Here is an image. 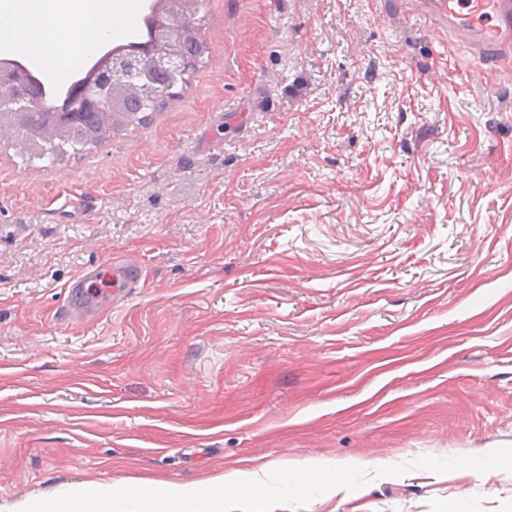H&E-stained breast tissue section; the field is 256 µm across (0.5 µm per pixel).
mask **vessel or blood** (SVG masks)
Instances as JSON below:
<instances>
[{
  "mask_svg": "<svg viewBox=\"0 0 512 512\" xmlns=\"http://www.w3.org/2000/svg\"><path fill=\"white\" fill-rule=\"evenodd\" d=\"M442 25L438 44L469 56L468 72L487 74L489 67L512 66V0H432ZM142 262L123 257L112 261V293L121 295L144 283Z\"/></svg>",
  "mask_w": 512,
  "mask_h": 512,
  "instance_id": "1",
  "label": "vessel or blood"
}]
</instances>
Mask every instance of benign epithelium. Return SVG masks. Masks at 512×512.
<instances>
[{
	"instance_id": "benign-epithelium-1",
	"label": "benign epithelium",
	"mask_w": 512,
	"mask_h": 512,
	"mask_svg": "<svg viewBox=\"0 0 512 512\" xmlns=\"http://www.w3.org/2000/svg\"><path fill=\"white\" fill-rule=\"evenodd\" d=\"M200 7L201 0H172L167 23L158 25L144 52H106L66 89V96L95 112L108 136L131 120L127 99H138L148 110L158 99L178 94L207 52ZM31 76L21 64L0 61V142L17 143L31 160L48 153L63 157V141L73 138L71 123L63 116L36 119L45 110L44 100L27 99L21 91V82Z\"/></svg>"
}]
</instances>
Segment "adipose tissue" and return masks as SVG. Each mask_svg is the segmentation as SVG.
Returning <instances> with one entry per match:
<instances>
[{
  "label": "adipose tissue",
  "instance_id": "1",
  "mask_svg": "<svg viewBox=\"0 0 512 512\" xmlns=\"http://www.w3.org/2000/svg\"><path fill=\"white\" fill-rule=\"evenodd\" d=\"M140 0H0V43L57 74L83 64Z\"/></svg>",
  "mask_w": 512,
  "mask_h": 512
}]
</instances>
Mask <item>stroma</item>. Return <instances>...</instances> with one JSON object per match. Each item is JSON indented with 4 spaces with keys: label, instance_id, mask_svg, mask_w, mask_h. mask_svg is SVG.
I'll return each instance as SVG.
<instances>
[{
    "label": "stroma",
    "instance_id": "35a3bbf8",
    "mask_svg": "<svg viewBox=\"0 0 512 512\" xmlns=\"http://www.w3.org/2000/svg\"><path fill=\"white\" fill-rule=\"evenodd\" d=\"M415 9L206 0V61L148 125L37 167L0 143V512L512 446V70L434 82ZM116 254L146 268L120 298ZM455 502L512 512V473L417 469L299 512Z\"/></svg>",
    "mask_w": 512,
    "mask_h": 512
}]
</instances>
